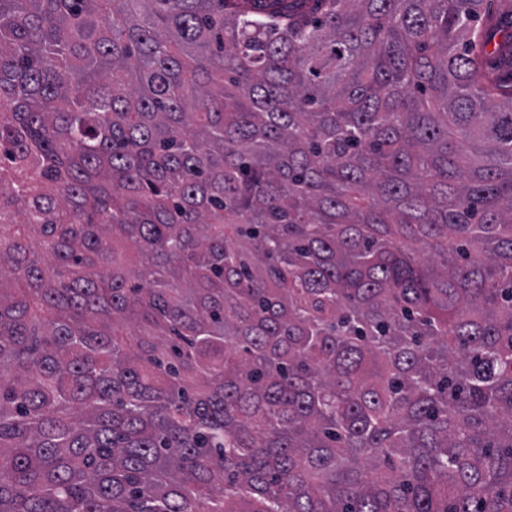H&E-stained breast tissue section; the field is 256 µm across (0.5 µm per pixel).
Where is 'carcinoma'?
I'll return each instance as SVG.
<instances>
[{"mask_svg": "<svg viewBox=\"0 0 512 512\" xmlns=\"http://www.w3.org/2000/svg\"><path fill=\"white\" fill-rule=\"evenodd\" d=\"M512 0H0V512H512Z\"/></svg>", "mask_w": 512, "mask_h": 512, "instance_id": "obj_1", "label": "carcinoma"}]
</instances>
